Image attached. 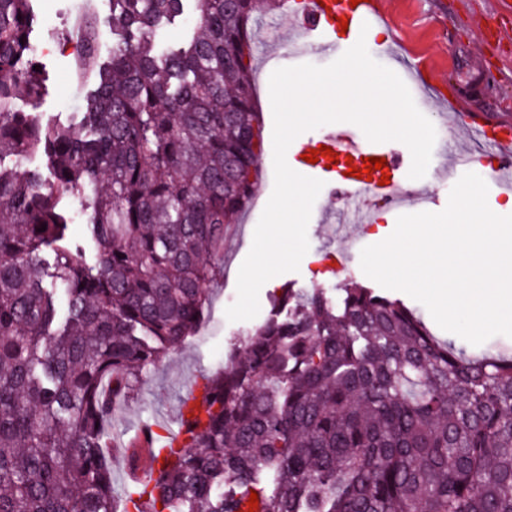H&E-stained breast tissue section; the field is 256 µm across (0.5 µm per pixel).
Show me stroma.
Here are the masks:
<instances>
[{
    "instance_id": "stroma-1",
    "label": "stroma",
    "mask_w": 512,
    "mask_h": 512,
    "mask_svg": "<svg viewBox=\"0 0 512 512\" xmlns=\"http://www.w3.org/2000/svg\"><path fill=\"white\" fill-rule=\"evenodd\" d=\"M494 0H386L385 21L369 28L366 46L370 55L399 76L422 68L425 79L411 94L419 110L433 123L436 141L424 178L405 180L407 189L422 188L435 198L431 211L443 210L456 182L449 176L451 154L458 149L471 156L469 169L491 180L500 146L484 139L478 123L512 122V11L492 12ZM80 0H33L35 24L31 41L49 75V91L38 106L48 118L64 119L77 111L81 86L75 72L76 51L61 33L79 19ZM493 16L497 36H486L480 19ZM288 9L264 10L254 29V60L257 103L262 112L264 153L257 192L269 200L274 186L273 117L269 78L279 67L311 63L325 66L332 55L305 46L300 54L281 49L265 38L269 28L288 27ZM486 77L481 93L471 94L467 82ZM332 183H325L312 209L307 236L309 250L298 271L270 279L260 290L261 313H268L270 297L286 284L303 288H338L348 282L372 286L360 267L362 247L381 242L391 232L398 212L373 208L366 228L357 231V243L336 236L325 213L341 209ZM260 211L249 210L224 236L223 271L212 284L208 318L195 336L176 346L169 357L152 368L134 396L121 408L116 430L131 440L140 425L162 427L170 436L180 433V411L190 393L200 391L205 377L224 365L231 338L243 335L253 321H228L225 310L237 298L238 270L253 240Z\"/></svg>"
}]
</instances>
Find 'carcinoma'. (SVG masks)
I'll return each instance as SVG.
<instances>
[{
  "label": "carcinoma",
  "mask_w": 512,
  "mask_h": 512,
  "mask_svg": "<svg viewBox=\"0 0 512 512\" xmlns=\"http://www.w3.org/2000/svg\"><path fill=\"white\" fill-rule=\"evenodd\" d=\"M30 2L0 0V156L41 160L0 165V512H248L253 491L255 512H512V355L359 284L284 287L183 402L159 477L115 493L113 400L204 323L252 206V24L282 0L90 8L63 34L85 86L67 122L19 108L48 92Z\"/></svg>",
  "instance_id": "carcinoma-1"
}]
</instances>
